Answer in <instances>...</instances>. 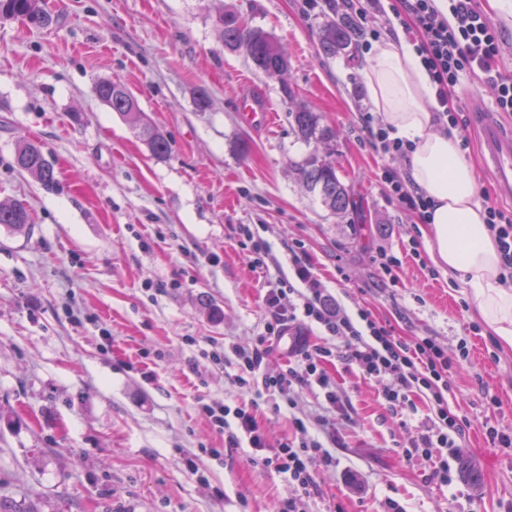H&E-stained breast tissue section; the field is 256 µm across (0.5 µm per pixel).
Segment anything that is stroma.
Masks as SVG:
<instances>
[{
    "mask_svg": "<svg viewBox=\"0 0 512 512\" xmlns=\"http://www.w3.org/2000/svg\"><path fill=\"white\" fill-rule=\"evenodd\" d=\"M46 3L48 28L0 19V203L26 204L34 224L27 234L0 227V500L30 499L40 512H274L293 495L284 475L252 463L253 449L225 447L197 412L202 401L243 398L233 365L209 364L202 350L245 347L264 331L259 274L238 243L249 224L269 248L271 276H291L288 245L302 241L331 300L447 347L448 406L471 421L457 454L482 473L474 487L458 459L451 487L426 482L427 462L405 460L401 446L427 408L400 428L380 381L335 361L328 374L347 413L329 411L315 387L298 391L295 410L263 397L256 409L273 444L295 417L313 435L319 419L335 425L336 466L316 469L307 512H379L388 499L404 512H512V447H491L482 428H512V350L477 328L461 282L406 254L421 222L388 200L380 173L408 167L377 152L364 127L369 51L319 49L326 0L312 10L306 0ZM222 7L286 47L283 76L225 47ZM103 79L132 93L167 138L166 158L94 96ZM256 94L275 113L266 131L241 122L243 98ZM293 103L334 131L327 159L354 211L332 214L304 189L297 167L311 147L292 128ZM453 109L477 186L491 188L471 123L496 109L483 76L462 77ZM23 137L53 160L54 187L16 167ZM382 248L402 257L396 280L376 261ZM488 394L499 409L486 407Z\"/></svg>",
    "mask_w": 512,
    "mask_h": 512,
    "instance_id": "stroma-1",
    "label": "stroma"
}]
</instances>
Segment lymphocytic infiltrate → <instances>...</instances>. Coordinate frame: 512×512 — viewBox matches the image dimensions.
Listing matches in <instances>:
<instances>
[{"instance_id":"f902f5d3","label":"lymphocytic infiltrate","mask_w":512,"mask_h":512,"mask_svg":"<svg viewBox=\"0 0 512 512\" xmlns=\"http://www.w3.org/2000/svg\"><path fill=\"white\" fill-rule=\"evenodd\" d=\"M403 8L404 16L399 23L416 29V50L441 105L434 123L444 129L458 127L457 114L447 110L446 105L449 91L466 74L483 75L494 88L498 111L512 112V78L496 68L498 31L476 9L473 0H448L444 8L437 0H403ZM380 180L392 201L415 212L420 220H427L431 202L419 188L389 167L383 168ZM484 209L499 248L502 279L511 285L512 212L489 202ZM288 252L294 276L264 281L263 305L268 314L265 331L253 346L236 348V384L248 393L262 390L277 411L295 408L298 390L315 386L322 391L330 409L343 412L347 409L346 401L326 372L328 362L343 361L374 379L390 377V384L382 387L380 396L393 416L416 413L415 400L419 397L426 400L430 410L417 436L404 449V457L427 458L429 480L444 487L451 485L453 477L443 451L462 447L470 422L448 406L452 365L447 349L429 336L413 340L397 336L391 326L370 312L362 310L353 316L343 307H329L303 245L292 243ZM307 323L322 327L330 337L329 343L311 344L303 337H295L287 369L274 376L260 375L265 357L279 345L282 336ZM256 406L253 400L234 406L203 404L198 411L213 430L223 434L226 447L248 443L256 452L255 462L287 475L289 483L296 485V496L280 502L276 512H305L307 500L318 494L315 467H329L336 461L328 449L329 443L336 440L331 423L321 421L323 436L316 439L310 436L302 419H295L294 436L273 445L258 423Z\"/></svg>"}]
</instances>
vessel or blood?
I'll return each instance as SVG.
<instances>
[{
  "label": "vessel or blood",
  "instance_id": "vessel-or-blood-1",
  "mask_svg": "<svg viewBox=\"0 0 512 512\" xmlns=\"http://www.w3.org/2000/svg\"><path fill=\"white\" fill-rule=\"evenodd\" d=\"M271 118V108L264 100L255 96L243 100L242 122L245 126L265 125ZM472 120L480 128L482 153L494 176L495 193L512 199V129L503 128L485 112L473 113Z\"/></svg>",
  "mask_w": 512,
  "mask_h": 512
}]
</instances>
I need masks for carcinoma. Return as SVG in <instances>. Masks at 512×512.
<instances>
[{
    "label": "carcinoma",
    "mask_w": 512,
    "mask_h": 512,
    "mask_svg": "<svg viewBox=\"0 0 512 512\" xmlns=\"http://www.w3.org/2000/svg\"><path fill=\"white\" fill-rule=\"evenodd\" d=\"M0 16L18 18L32 28H45L53 23V17L43 7V0H0ZM224 46L232 50H243L257 70L274 76L288 69L285 48L268 32L249 26L233 11L219 13ZM357 30L345 19H327L318 33L319 46L326 57L334 58L347 53ZM94 95L112 111L130 118L138 130V136L146 142L156 157L168 153V143L150 122L142 117L134 96L127 88L110 79L94 84ZM293 130L305 143L327 144L334 139V132L320 126L318 114L300 106L289 111ZM15 163L48 187L55 182L53 163L46 157L42 147L21 139L16 145ZM298 172L306 190L317 197L321 204L334 214H345L354 205L348 188L339 179L336 168L313 149L299 165ZM0 226L15 233L31 229L29 209L22 203L0 204Z\"/></svg>",
    "instance_id": "carcinoma-1"
}]
</instances>
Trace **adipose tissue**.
<instances>
[{
    "mask_svg": "<svg viewBox=\"0 0 512 512\" xmlns=\"http://www.w3.org/2000/svg\"><path fill=\"white\" fill-rule=\"evenodd\" d=\"M362 83L391 137L412 143L409 177L432 201L428 245L436 265L467 288L479 319L512 349V286L477 199L474 168L456 132L433 129L436 88L413 43L404 36L379 45Z\"/></svg>",
    "mask_w": 512,
    "mask_h": 512,
    "instance_id": "adipose-tissue-1",
    "label": "adipose tissue"
}]
</instances>
